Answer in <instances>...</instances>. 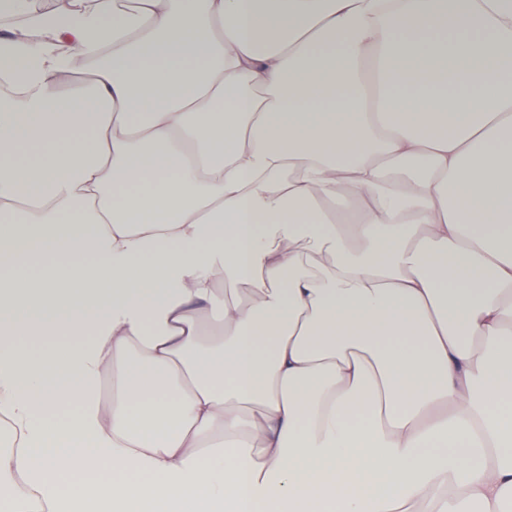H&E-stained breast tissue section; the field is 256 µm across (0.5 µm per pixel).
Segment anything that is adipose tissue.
Segmentation results:
<instances>
[{"label":"adipose tissue","mask_w":512,"mask_h":512,"mask_svg":"<svg viewBox=\"0 0 512 512\" xmlns=\"http://www.w3.org/2000/svg\"><path fill=\"white\" fill-rule=\"evenodd\" d=\"M14 512H507L512 0H0Z\"/></svg>","instance_id":"obj_1"}]
</instances>
